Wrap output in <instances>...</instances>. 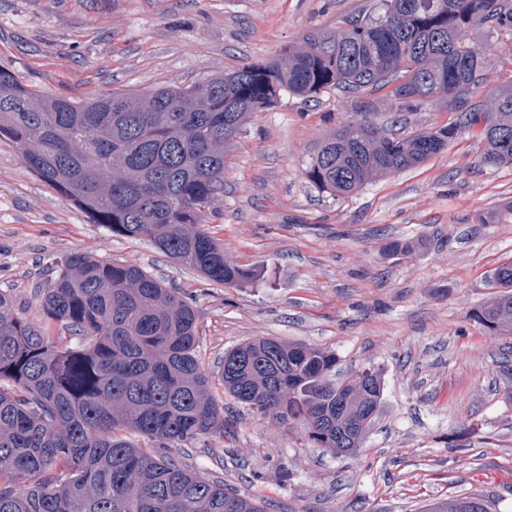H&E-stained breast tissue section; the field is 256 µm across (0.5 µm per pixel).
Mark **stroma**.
<instances>
[{
    "label": "stroma",
    "mask_w": 512,
    "mask_h": 512,
    "mask_svg": "<svg viewBox=\"0 0 512 512\" xmlns=\"http://www.w3.org/2000/svg\"><path fill=\"white\" fill-rule=\"evenodd\" d=\"M372 0H0V70L74 99L187 85L273 57L313 28L336 31ZM488 60L468 98L489 103L512 81V35L475 31ZM396 132L440 128L436 102L399 108L386 90L282 95L241 128L224 162V192L207 231L252 279L228 287L146 237L111 234L28 172L0 139V289L29 320L37 288L72 252L136 265L179 288L197 314L198 358L218 376L225 352L273 337L329 351L336 378L378 374L379 412L358 448L333 454L297 425L263 419L225 394L223 437L173 449L266 512H426L480 497L512 512V335L474 318L512 259V165L483 164L476 131L459 129L421 165L346 198L319 192L307 163L336 129L364 119ZM411 242L408 253L393 244Z\"/></svg>",
    "instance_id": "obj_1"
}]
</instances>
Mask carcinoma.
I'll list each match as a JSON object with an SVG mask.
<instances>
[{"label": "carcinoma", "instance_id": "1", "mask_svg": "<svg viewBox=\"0 0 512 512\" xmlns=\"http://www.w3.org/2000/svg\"><path fill=\"white\" fill-rule=\"evenodd\" d=\"M512 33V0H379L337 34L314 30L270 60L186 86L74 99L47 94L0 70V138L22 165L114 235L148 237L209 281L236 286L251 271L229 263L199 229L224 191V159L254 113L284 93L390 88L400 107L450 88L459 125L406 137L352 122L322 143L306 168L322 193L364 185L440 153L458 127H479L489 166L512 164V83L482 111L467 93L484 56L468 32ZM499 292L474 319L512 334V261L491 276ZM34 324L0 292V512H262L257 501L165 454L224 436V407L200 367L194 309L176 288L134 265L73 252L42 291ZM77 342L51 334L52 323ZM336 356L272 337L224 353V391L262 418L298 422L317 448L348 453L382 399L364 369L336 381ZM146 438L145 448L127 432ZM465 496L429 512H460Z\"/></svg>", "mask_w": 512, "mask_h": 512}]
</instances>
